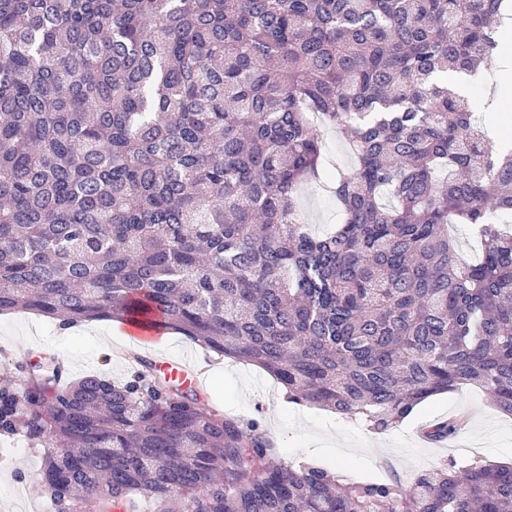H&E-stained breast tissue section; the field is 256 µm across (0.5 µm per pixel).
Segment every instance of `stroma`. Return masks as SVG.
<instances>
[{"instance_id": "stroma-1", "label": "stroma", "mask_w": 512, "mask_h": 512, "mask_svg": "<svg viewBox=\"0 0 512 512\" xmlns=\"http://www.w3.org/2000/svg\"><path fill=\"white\" fill-rule=\"evenodd\" d=\"M496 89L494 107H487L489 89ZM465 94L475 106L489 144L512 141V81L498 68L488 69L484 83L468 85ZM300 205L307 223L318 233L338 221L336 203L322 186L304 187ZM110 322H92L61 333L53 320L28 313L0 316V376L20 358L40 362L58 353L71 365L72 378L100 372L116 382L126 379L129 367L125 345H104ZM205 385L203 401L244 420H259L282 454L292 462L318 461L384 482L411 486L419 473L444 461H478L495 464L512 460V417L499 414L489 396L466 385L431 397L418 405L398 427L383 433L370 431L355 418L309 405L289 402L284 387L256 365L219 357ZM463 415L467 425L452 440L434 442L424 434L433 424ZM44 463L42 449L23 438L0 439V512H39L44 504L36 479ZM24 484L22 502L11 488Z\"/></svg>"}]
</instances>
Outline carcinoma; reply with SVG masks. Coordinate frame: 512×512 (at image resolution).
<instances>
[{"label":"carcinoma","instance_id":"obj_1","mask_svg":"<svg viewBox=\"0 0 512 512\" xmlns=\"http://www.w3.org/2000/svg\"><path fill=\"white\" fill-rule=\"evenodd\" d=\"M507 7L0 0V315L174 331L376 433L463 384L511 417L512 147L447 81L502 49ZM312 114L356 158L324 235L297 201L323 172ZM14 436L45 450L53 512H512V463L450 460L409 489L296 465L145 357L121 384L16 361Z\"/></svg>","mask_w":512,"mask_h":512}]
</instances>
